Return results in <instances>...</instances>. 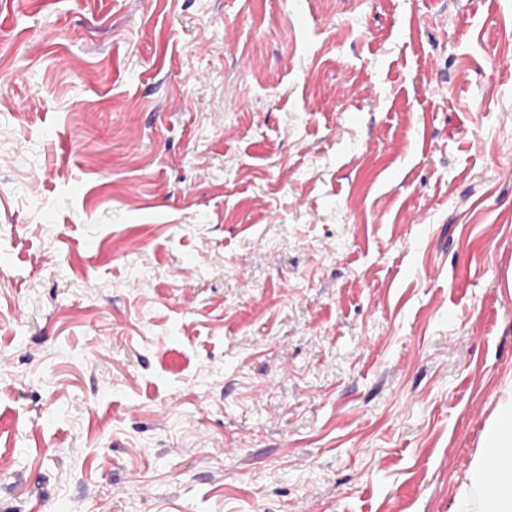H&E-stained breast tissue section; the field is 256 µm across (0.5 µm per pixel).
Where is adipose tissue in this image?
Returning <instances> with one entry per match:
<instances>
[{"mask_svg": "<svg viewBox=\"0 0 512 512\" xmlns=\"http://www.w3.org/2000/svg\"><path fill=\"white\" fill-rule=\"evenodd\" d=\"M452 512H512L511 391H504L485 425Z\"/></svg>", "mask_w": 512, "mask_h": 512, "instance_id": "adipose-tissue-1", "label": "adipose tissue"}]
</instances>
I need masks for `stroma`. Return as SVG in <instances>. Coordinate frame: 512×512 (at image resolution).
<instances>
[{"label":"stroma","mask_w":512,"mask_h":512,"mask_svg":"<svg viewBox=\"0 0 512 512\" xmlns=\"http://www.w3.org/2000/svg\"><path fill=\"white\" fill-rule=\"evenodd\" d=\"M0 512H450L512 382V0H0Z\"/></svg>","instance_id":"1"}]
</instances>
